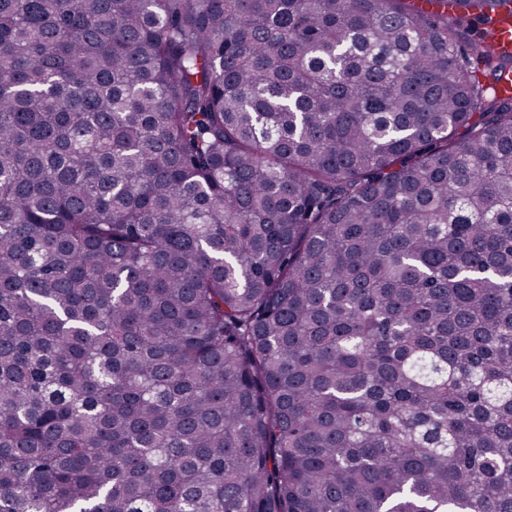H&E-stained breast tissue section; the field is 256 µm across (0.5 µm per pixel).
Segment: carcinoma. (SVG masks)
I'll list each match as a JSON object with an SVG mask.
<instances>
[{"mask_svg":"<svg viewBox=\"0 0 512 512\" xmlns=\"http://www.w3.org/2000/svg\"><path fill=\"white\" fill-rule=\"evenodd\" d=\"M505 11L0 0V512H512Z\"/></svg>","mask_w":512,"mask_h":512,"instance_id":"carcinoma-1","label":"carcinoma"}]
</instances>
